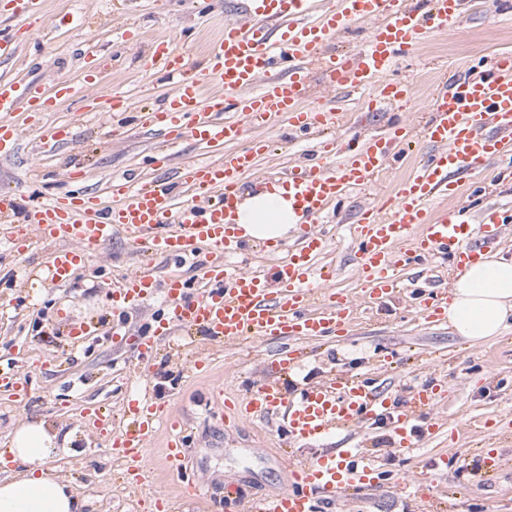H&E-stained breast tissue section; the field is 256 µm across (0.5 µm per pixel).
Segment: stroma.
Here are the masks:
<instances>
[{
    "label": "stroma",
    "instance_id": "stroma-1",
    "mask_svg": "<svg viewBox=\"0 0 512 512\" xmlns=\"http://www.w3.org/2000/svg\"><path fill=\"white\" fill-rule=\"evenodd\" d=\"M244 18L239 0H44L42 22L22 35L13 59L0 60V79L48 88L65 76L78 85L85 55L94 54L99 93L117 87L132 107L157 108L171 84L146 66L151 41L171 38L188 66L200 69L225 22ZM507 53L512 54V22L495 18L491 0H467L456 31L422 37L390 72V79L413 90V99L403 107L381 103L376 85L353 94L330 90L318 73L312 76L306 104L346 113V125L334 133L341 144L359 131L383 133L396 117L418 129L428 120L445 79L457 71L478 75L490 56ZM10 119L20 132V146L12 156L0 157V186L17 197L67 192L63 173L72 161L82 162L89 172L83 190L107 205L114 202L109 191L113 180L133 171L148 178L157 174L153 155L160 135L134 129L123 142L112 143V127L126 121V114L87 111L82 95L58 103L56 111L15 112ZM59 125L74 130V141L57 149L43 147V134ZM262 135L267 148L256 157L253 170L242 174V187L282 180L288 167L300 164L316 145L315 139L288 135L283 118ZM430 150V144L416 137L394 144L396 162L371 185L344 195L320 226L327 247L316 265L335 270L332 286L353 300L356 319L347 336L295 339L304 362L284 375L286 390L349 373L395 394L431 382L443 392L431 412L433 433L411 453L394 450L389 425L372 424L358 435V443L377 460L382 480L375 488L351 492L334 512H426L425 504L399 491V478L430 487L440 512H512V332L469 342L447 322L424 321L407 295L371 302L353 269L350 227L360 211L390 196ZM443 205L465 208L473 221L489 205L512 213V169L490 164L478 183L463 182L457 196ZM136 260L129 236L118 232L105 255L91 257L70 281L56 285L43 274L44 245L17 257L0 237V376L11 375L27 387L19 404L10 384L0 379V451L9 448L15 426L26 419L74 431V455L52 466L88 499L90 512H121L131 496L138 501L137 512H150L153 490L171 495L172 512H194L198 491L207 503L220 501L230 483L247 501L280 491L289 462L313 459L321 444L289 438L268 419L240 420L223 415L222 409L225 400L241 397L264 377L281 341L249 337L219 344L198 329L162 346L149 363H139L132 346L117 347L105 337L112 326L113 284L134 269ZM90 321L97 323L99 335L71 336L73 326ZM199 356L210 360L200 374L193 368ZM137 392L164 398L184 422L189 489H181L177 474L165 465L164 432L146 453L148 486L136 490L122 483V463L87 411L103 408L113 422L123 424L126 401ZM453 421L470 422L472 429L449 433ZM489 436L496 439L487 451L495 469L473 470Z\"/></svg>",
    "mask_w": 512,
    "mask_h": 512
}]
</instances>
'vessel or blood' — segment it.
<instances>
[{"label": "vessel or blood", "mask_w": 512, "mask_h": 512, "mask_svg": "<svg viewBox=\"0 0 512 512\" xmlns=\"http://www.w3.org/2000/svg\"><path fill=\"white\" fill-rule=\"evenodd\" d=\"M40 3L6 0L19 26L0 33V58L14 55L19 35L28 30ZM464 6V0H325L318 8L313 0H248L246 22L225 25L200 70L188 67L170 40L152 42L149 65L171 75L173 88L162 108L140 111L136 121L138 127L162 135L165 146L190 138L220 149L225 142L240 139L245 128H268L279 115L287 117L295 133L318 137L317 148L286 175L295 211L303 221L293 254L276 265V288H267L260 272H241L225 263L245 249L233 219L240 174L266 147L258 138L215 160L183 163L169 183L115 180L111 190L118 203L109 208L89 194L34 201L12 236L16 253L24 254L31 236H39L53 247L46 273L63 284L87 256L104 250L114 230L129 233L143 259L113 289V306L151 297L161 298L166 306L165 314L140 335H128L123 321L112 323L113 343L132 342L143 360L155 355L160 343L178 329L199 327L219 342L246 336L346 335L354 303L328 288L329 273L316 270L313 259L326 241L315 226L349 188L371 183L388 154L376 139L341 151L327 134L339 126L341 113L303 104L309 81L304 63L318 62L330 88L376 85L386 103L408 102L411 87L387 79L398 53L426 34L454 31ZM357 21L373 22L374 28L352 60L326 52L327 42ZM97 86L98 73L90 66L79 88L63 76L48 90L36 83L21 87L0 81V152L15 148L19 139L7 119L9 113L51 111L58 100L80 89L91 109L106 105L115 112L126 111L120 93L104 101ZM421 135L431 144V152L413 174L400 180L393 196L364 211L354 227V270L371 302L382 303L408 290L419 314L436 321L448 307L447 290H409L397 271L432 259L458 268L501 237L504 228L495 211H487L482 222L474 224L462 213L437 210L433 204L455 194L461 180L480 177L492 161L512 169V55L495 56L479 76L455 78L436 97ZM165 146L156 151L155 166L168 165ZM339 151L344 159L332 165ZM179 195L182 205L173 206ZM160 255L195 262L200 289L190 291L177 274L160 278L152 263ZM302 357L301 351L291 348L273 360L267 376L239 400V414L279 419L289 437L311 442L367 426L385 412L398 451H411L423 440L420 422L439 395L435 385L412 390L409 405L398 407L383 392L350 376L328 378L291 395L279 376ZM127 412L133 426L113 435L111 450L131 462L136 482L142 485L147 481L143 459L151 439L161 427L174 429L179 422L166 404L153 400L130 399ZM286 481L281 492L247 506L236 489H226L224 505L232 512H316L317 504L333 506L349 491L373 486L376 471L361 463L356 449L336 448L290 465Z\"/></svg>", "instance_id": "1"}]
</instances>
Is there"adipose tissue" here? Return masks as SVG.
<instances>
[{"mask_svg":"<svg viewBox=\"0 0 512 512\" xmlns=\"http://www.w3.org/2000/svg\"><path fill=\"white\" fill-rule=\"evenodd\" d=\"M282 185L245 197L236 215L243 240H277L298 223ZM449 326L483 342L512 330V257L487 254L456 270L450 287ZM73 433L58 434L31 420L15 428L0 452V512H85L88 502L65 480L46 470L48 460L72 451Z\"/></svg>","mask_w":512,"mask_h":512,"instance_id":"1","label":"adipose tissue"}]
</instances>
